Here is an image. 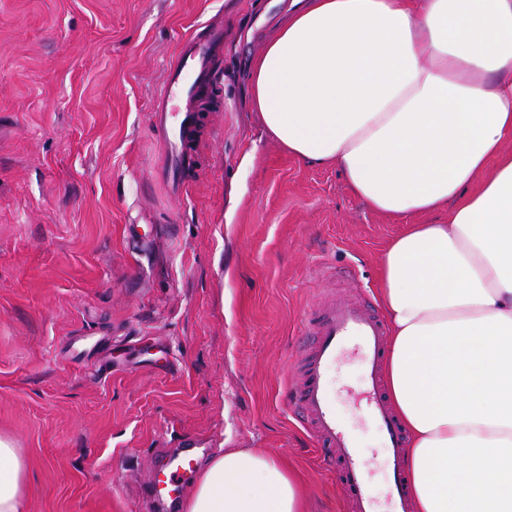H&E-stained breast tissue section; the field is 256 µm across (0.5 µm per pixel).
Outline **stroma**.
<instances>
[{
  "label": "stroma",
  "instance_id": "obj_1",
  "mask_svg": "<svg viewBox=\"0 0 512 512\" xmlns=\"http://www.w3.org/2000/svg\"><path fill=\"white\" fill-rule=\"evenodd\" d=\"M289 0H0V434L26 462L27 512H181L144 492L157 448H264L311 512H347L335 471L286 403L319 300L379 307L402 229L299 159L247 105L250 61ZM224 26L187 146L160 171L153 101L181 42ZM336 419L381 457L333 375Z\"/></svg>",
  "mask_w": 512,
  "mask_h": 512
}]
</instances>
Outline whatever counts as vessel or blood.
<instances>
[{
	"instance_id": "1",
	"label": "vessel or blood",
	"mask_w": 512,
	"mask_h": 512,
	"mask_svg": "<svg viewBox=\"0 0 512 512\" xmlns=\"http://www.w3.org/2000/svg\"><path fill=\"white\" fill-rule=\"evenodd\" d=\"M204 31V36L193 35L181 43L150 113L152 125L165 132L161 170L167 176L168 191L174 196L183 192L180 171L184 145L195 132L199 101L212 83L213 51L224 40L223 25L209 24ZM304 334L302 370L292 385V399L304 425L318 444L329 450L327 462L338 473L350 512H411L403 431L385 398L380 378L387 336L383 321L369 306L338 300L324 313L310 314ZM346 348L356 351L362 362L364 417L380 429L385 439V467L390 481L381 500L370 482L373 459L340 428L333 409L332 370L339 353ZM198 464L199 459L190 448L176 454L157 453L150 471V494L162 501H177Z\"/></svg>"
}]
</instances>
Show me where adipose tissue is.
Masks as SVG:
<instances>
[{"label": "adipose tissue", "mask_w": 512, "mask_h": 512, "mask_svg": "<svg viewBox=\"0 0 512 512\" xmlns=\"http://www.w3.org/2000/svg\"><path fill=\"white\" fill-rule=\"evenodd\" d=\"M289 153L402 220L381 261L386 395L413 512H512V0H290L247 73ZM448 209L444 224L413 216ZM27 468L0 434V512ZM184 512H305L262 448H227Z\"/></svg>", "instance_id": "obj_1"}]
</instances>
